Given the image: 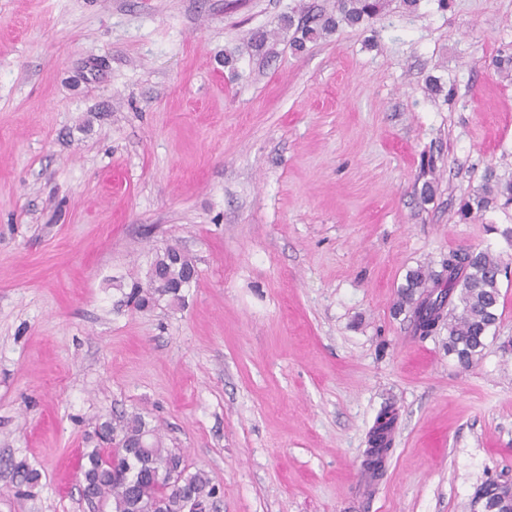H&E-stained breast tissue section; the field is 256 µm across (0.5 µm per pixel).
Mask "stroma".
<instances>
[{
    "label": "stroma",
    "mask_w": 512,
    "mask_h": 512,
    "mask_svg": "<svg viewBox=\"0 0 512 512\" xmlns=\"http://www.w3.org/2000/svg\"><path fill=\"white\" fill-rule=\"evenodd\" d=\"M304 10L336 0H0V512H99L80 465L131 413L210 512H479L512 475V270L466 370L397 307L449 251L512 258V204L458 215L512 181V0H387L298 53ZM169 246L183 305L135 310ZM499 196L506 197L507 201L512 202V182L502 184L494 171L489 169L485 174L481 192L465 200L460 206V218L468 220L475 210L476 213L486 210ZM394 412L392 409H384L378 415L377 425L372 432L371 443L374 448H385L386 450L391 446V432L394 426L393 417L390 413ZM512 480L505 473L490 478L477 494V503L482 504L483 512H509L511 509L509 492Z\"/></svg>",
    "instance_id": "1"
}]
</instances>
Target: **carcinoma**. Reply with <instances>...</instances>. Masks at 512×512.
Listing matches in <instances>:
<instances>
[{"label":"carcinoma","instance_id":"1","mask_svg":"<svg viewBox=\"0 0 512 512\" xmlns=\"http://www.w3.org/2000/svg\"><path fill=\"white\" fill-rule=\"evenodd\" d=\"M383 8V0H337L336 16L329 15L315 26L306 24L298 28L290 17L285 27H294L301 33L291 41L294 51L301 52L306 43L319 38L322 32L374 20ZM500 196L512 202V182H499L490 169L481 192L460 206V218L469 219L474 212L489 208ZM177 253L178 248L168 246L155 255L146 284H136L130 293L136 308L144 310L162 300H183L181 291L195 279L196 270L186 255L181 262H175L173 257ZM444 269L448 277L437 293L429 288V283L436 284L439 279L421 270L411 272L402 287V301L411 305L413 332L422 338L430 335L438 322L448 320V354L454 356L461 368L468 369L482 357L488 332L497 323L500 276L508 264L488 251H453L448 253ZM390 413L392 410L387 408L378 415L371 438L375 448L391 446L394 420ZM100 439L106 447L86 454L82 493L90 501L109 506L110 512H192V501L206 502L217 493V487L204 473L187 472L182 454L164 447L157 429L139 414L103 422ZM171 471L180 475L179 484L167 481L166 475ZM511 491L512 480L502 473L480 487L477 502L482 504L483 512H509Z\"/></svg>","mask_w":512,"mask_h":512}]
</instances>
